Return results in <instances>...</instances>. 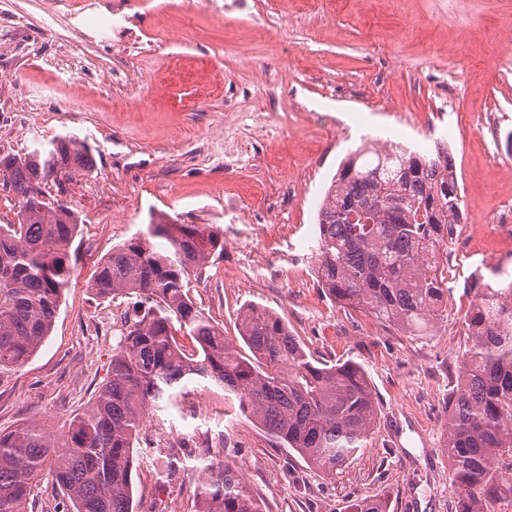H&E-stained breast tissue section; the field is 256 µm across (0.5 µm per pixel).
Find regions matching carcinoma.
Masks as SVG:
<instances>
[{
  "mask_svg": "<svg viewBox=\"0 0 512 512\" xmlns=\"http://www.w3.org/2000/svg\"><path fill=\"white\" fill-rule=\"evenodd\" d=\"M93 156L68 136L23 154H0V185L18 200L17 222L0 224V374L28 361L50 336L71 278V246L81 221L46 199ZM448 145L430 151L349 154L318 211L320 288L334 303L384 325L421 334L443 316L448 276L440 248L462 221ZM224 252L214 226L147 225L98 266L91 288L128 294L147 307L112 350L109 380L61 433L36 421L0 430V512H29L47 479L68 501L64 512H134L131 470L145 412L184 398L204 380L224 388L244 416L327 476L372 441L377 397L361 366L316 362L276 312L249 303L237 317L248 352L224 336L188 295L191 272ZM465 344L448 392L441 451L455 512L512 506V279L481 289L463 318ZM196 342L189 353L180 337ZM197 512H263L228 459L204 461L194 481ZM346 512H387L381 499Z\"/></svg>",
  "mask_w": 512,
  "mask_h": 512,
  "instance_id": "cac0c4a2",
  "label": "carcinoma"
}]
</instances>
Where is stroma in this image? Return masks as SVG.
Masks as SVG:
<instances>
[{
  "mask_svg": "<svg viewBox=\"0 0 512 512\" xmlns=\"http://www.w3.org/2000/svg\"><path fill=\"white\" fill-rule=\"evenodd\" d=\"M75 136L96 160L49 198L82 223L54 328L0 374V430L50 431L109 376L131 298L90 286L112 248L151 221L218 226L223 254L190 281L195 305L238 339L239 309L278 312L316 360H352L379 401L376 433L336 476L241 416L218 385L149 415L133 471L135 512H196L187 467L229 458L267 512H455L440 452L462 321L486 283L512 279L494 225L512 221V0H0V153ZM447 142L465 225L449 239L460 277L447 310L411 336L322 292L317 213L358 146Z\"/></svg>",
  "mask_w": 512,
  "mask_h": 512,
  "instance_id": "35a3bbf8",
  "label": "stroma"
}]
</instances>
